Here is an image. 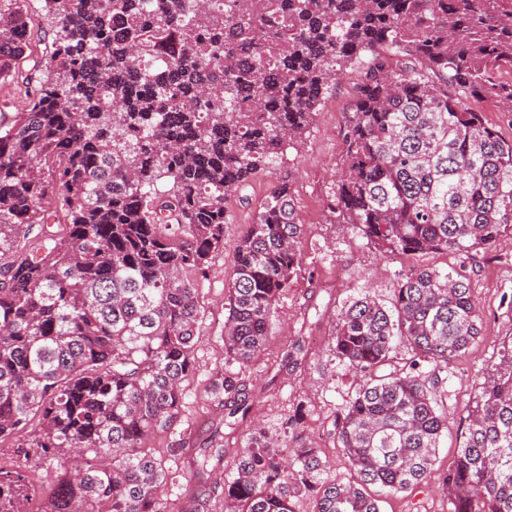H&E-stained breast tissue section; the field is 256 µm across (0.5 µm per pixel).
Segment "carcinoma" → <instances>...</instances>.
<instances>
[{"label": "carcinoma", "instance_id": "obj_1", "mask_svg": "<svg viewBox=\"0 0 512 512\" xmlns=\"http://www.w3.org/2000/svg\"><path fill=\"white\" fill-rule=\"evenodd\" d=\"M51 49L0 125V443L55 464L41 512H159L167 460L189 454L204 508L224 449H144L183 411L196 371V280L224 249V202L302 139L325 91L370 54L327 204L391 254L492 251L512 224V141L468 97L512 115V0H42ZM28 0H0V78L29 47ZM62 203L64 232L53 206ZM37 244L1 251L24 227ZM303 225L282 182L233 246L225 354L268 343L300 267ZM482 323L465 271L412 269L393 309L368 296L333 351L359 376L335 439L359 481L317 449L251 434L221 499L232 512H380L366 491L420 484L448 418L436 371ZM412 357L393 365L394 341ZM428 365L432 372L422 374ZM239 399L238 378L209 383ZM443 476L450 512H512V347L466 409ZM25 465L0 470L19 510Z\"/></svg>", "mask_w": 512, "mask_h": 512}]
</instances>
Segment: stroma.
I'll use <instances>...</instances> for the list:
<instances>
[{"instance_id": "35a3bbf8", "label": "stroma", "mask_w": 512, "mask_h": 512, "mask_svg": "<svg viewBox=\"0 0 512 512\" xmlns=\"http://www.w3.org/2000/svg\"><path fill=\"white\" fill-rule=\"evenodd\" d=\"M28 25L30 47L25 57L14 78L0 81L1 118L22 108L25 81L49 43L39 0L30 4ZM361 74L358 64L345 69L327 89L302 141L288 148L281 164L247 182L225 202L224 249L198 281L203 315L195 351L197 370L183 385L180 420L152 437L149 446L158 453L166 448H207L217 442L225 448L224 465L229 468L249 432H261L285 448L300 437L331 461L339 479L355 481L356 473L334 438L335 419L358 388L353 373L332 350L336 322L352 301L367 295L391 308L400 276L408 269L461 266L470 275L483 330L464 354L438 373L436 409L447 415L448 428L440 438L433 470L420 485L402 493L368 488L379 498L381 512H448L442 478L466 432L463 410L479 384L491 376L503 347L512 344V226L489 253L391 256L350 225L331 221L326 203L345 153L343 125ZM286 178L293 181L296 213L304 226L300 268L277 301L268 345L244 367L224 353L225 303L235 273L233 245ZM296 348L302 356L295 360L291 353ZM218 372L239 376L250 406L247 413L233 414L214 402L207 385Z\"/></svg>"}]
</instances>
